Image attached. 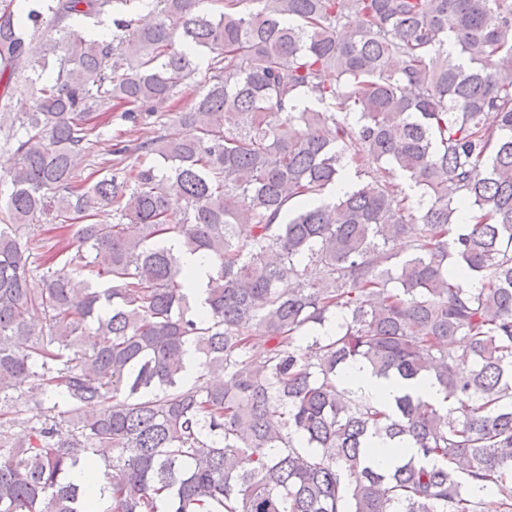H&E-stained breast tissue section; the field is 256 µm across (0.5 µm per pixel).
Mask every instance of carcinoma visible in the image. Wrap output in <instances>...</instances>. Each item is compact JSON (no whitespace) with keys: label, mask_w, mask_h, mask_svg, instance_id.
I'll return each instance as SVG.
<instances>
[{"label":"carcinoma","mask_w":512,"mask_h":512,"mask_svg":"<svg viewBox=\"0 0 512 512\" xmlns=\"http://www.w3.org/2000/svg\"><path fill=\"white\" fill-rule=\"evenodd\" d=\"M0 148V512H512V0H0ZM356 361L442 401L339 390ZM97 122L103 127L106 137H111L112 140L118 139L125 141L126 144H135L139 141L142 133L141 126H133L131 123L121 120L118 115L120 112H112V109L107 112H97ZM183 262L193 274L194 288L191 296L195 310L201 313L204 310L203 301L205 298V288L212 273V265L208 259L199 254H187L183 258Z\"/></svg>","instance_id":"carcinoma-1"}]
</instances>
